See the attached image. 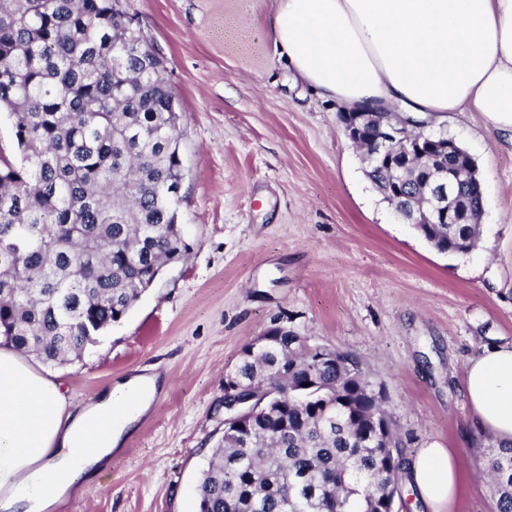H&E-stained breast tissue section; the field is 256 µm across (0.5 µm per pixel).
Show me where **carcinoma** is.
I'll return each instance as SVG.
<instances>
[{"instance_id":"obj_1","label":"carcinoma","mask_w":512,"mask_h":512,"mask_svg":"<svg viewBox=\"0 0 512 512\" xmlns=\"http://www.w3.org/2000/svg\"><path fill=\"white\" fill-rule=\"evenodd\" d=\"M120 0H0V110L20 161L0 154V339L64 365L120 322L156 272L189 253L179 218L184 170L164 61ZM427 170L406 172L418 210ZM457 234L425 224L449 254L477 245L482 197L449 198ZM282 328L243 349L239 375L280 408L224 432L197 485L198 512H381L400 455L375 445L380 391L353 356ZM497 512H512V444L486 456Z\"/></svg>"}]
</instances>
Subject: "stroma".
I'll return each instance as SVG.
<instances>
[{
  "instance_id": "obj_1",
  "label": "stroma",
  "mask_w": 512,
  "mask_h": 512,
  "mask_svg": "<svg viewBox=\"0 0 512 512\" xmlns=\"http://www.w3.org/2000/svg\"><path fill=\"white\" fill-rule=\"evenodd\" d=\"M271 5L121 0L178 98L191 254L80 360L46 367L74 405L139 374L169 378L59 512H197L224 371L279 323L358 358L404 454L435 440L466 461L453 512H495L481 472L496 441L473 427L462 378L482 346L512 342V137L476 112L432 125L475 158L484 197L476 248L438 253L367 178L341 106L294 83Z\"/></svg>"
}]
</instances>
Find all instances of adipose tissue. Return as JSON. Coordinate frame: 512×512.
<instances>
[{"label":"adipose tissue","instance_id":"1","mask_svg":"<svg viewBox=\"0 0 512 512\" xmlns=\"http://www.w3.org/2000/svg\"><path fill=\"white\" fill-rule=\"evenodd\" d=\"M273 41L296 76L346 111L435 122L479 112L512 132V0H274ZM147 376L82 406L38 370L36 357L0 345V512H54L80 476H94L148 407ZM474 426L512 441V344L465 367ZM139 393L136 409L121 402ZM431 512L460 496L467 468L438 442L405 463Z\"/></svg>","mask_w":512,"mask_h":512}]
</instances>
